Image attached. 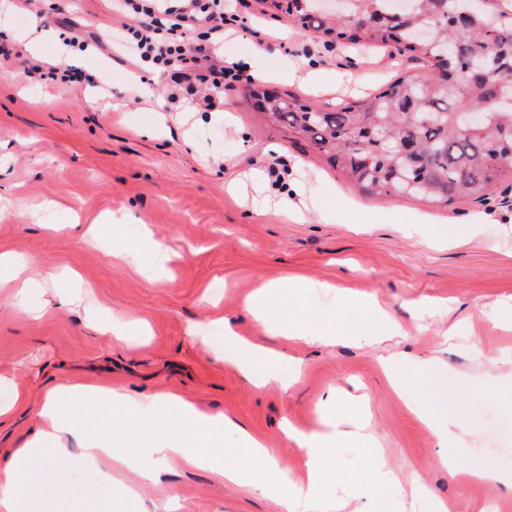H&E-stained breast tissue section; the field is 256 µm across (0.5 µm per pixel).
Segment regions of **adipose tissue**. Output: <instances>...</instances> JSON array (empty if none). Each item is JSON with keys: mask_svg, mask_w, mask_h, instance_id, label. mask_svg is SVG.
Here are the masks:
<instances>
[{"mask_svg": "<svg viewBox=\"0 0 512 512\" xmlns=\"http://www.w3.org/2000/svg\"><path fill=\"white\" fill-rule=\"evenodd\" d=\"M322 285L318 282L296 280L288 285L270 284L260 291L254 311L262 324L277 334H288L310 344L328 345L343 339L357 345L377 342L382 333L389 331L390 324L376 300L357 301L341 298L339 311L345 321L344 330H337L330 317H315L309 325L283 322L274 315V305L282 296L298 302L308 298ZM371 316L376 322L372 331L360 326L362 316ZM384 373L395 390H403L408 377L447 380L448 373L437 359L416 361L408 358L386 357L382 362ZM126 409L132 423L126 429H115L112 422L114 408ZM164 411L178 416L179 421L162 433H154L155 415ZM40 429L36 449L20 448L14 454L11 467L0 471V512H41L40 488L28 472L31 456H39L41 473L55 480L59 491L74 497H94L98 490L93 486L72 488L59 478L61 466L68 461L70 452L63 439L67 436L84 435L82 455L89 463L107 458L126 465L139 464L142 478L150 479L155 469L170 458L183 455L185 448L206 438L211 452L194 455L197 464H214L213 449L224 442V430L228 424L220 414H209L198 410L194 404L176 393H158L129 399L125 394L95 384H76L54 387L44 396L40 410ZM95 418L97 428L85 434L87 418ZM241 444L255 460V469L260 473L261 486L280 492L285 501L302 508L303 512H319L323 489L327 483L339 480L340 475L333 465V451L347 445L368 448L372 437L366 423L359 417L331 415L326 429L310 437L301 438L299 447L305 448L309 456V477L306 485H288L282 478L277 462L268 458L260 445L248 434H241Z\"/></svg>", "mask_w": 512, "mask_h": 512, "instance_id": "obj_1", "label": "adipose tissue"}]
</instances>
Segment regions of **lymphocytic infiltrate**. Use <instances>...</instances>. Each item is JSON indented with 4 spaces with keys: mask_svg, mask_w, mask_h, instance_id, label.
I'll use <instances>...</instances> for the list:
<instances>
[{
    "mask_svg": "<svg viewBox=\"0 0 512 512\" xmlns=\"http://www.w3.org/2000/svg\"><path fill=\"white\" fill-rule=\"evenodd\" d=\"M166 20L155 15L154 0H122L135 24L117 29L115 38L124 42L133 57L162 66L177 79L196 78L220 88L239 80L235 65L215 63L210 44L223 41L224 29L236 25L239 17L225 14L224 0H177Z\"/></svg>",
    "mask_w": 512,
    "mask_h": 512,
    "instance_id": "lymphocytic-infiltrate-1",
    "label": "lymphocytic infiltrate"
}]
</instances>
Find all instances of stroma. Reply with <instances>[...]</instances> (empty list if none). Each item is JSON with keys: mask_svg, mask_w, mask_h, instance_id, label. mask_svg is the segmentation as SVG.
I'll return each mask as SVG.
<instances>
[{"mask_svg": "<svg viewBox=\"0 0 512 512\" xmlns=\"http://www.w3.org/2000/svg\"><path fill=\"white\" fill-rule=\"evenodd\" d=\"M34 18L22 0H0V30L18 57L0 66V255L36 281L41 316L17 304L0 285V403L15 393L28 404L0 426V464L39 428L45 392L58 384L94 383L136 396L175 392L200 410L224 414L233 426L224 445L248 432L278 462L289 482L304 480L308 457L286 428L319 429L331 390L360 400L374 447L389 461L390 512H419L396 494L416 479L448 512H512V487L449 477L443 455L463 467L512 468V385H473L439 392L431 380L408 381L423 409L456 421V436L440 447L390 386L382 356L403 352L439 358L449 371L512 373V326L486 306L512 303V180L489 202L463 200L432 207L411 197L373 198L331 168L305 142L269 125L249 96L265 83L321 110L372 94L395 75L424 74L427 63L391 49L320 45L291 19L267 14L264 0H224L246 18L217 55L229 63L261 58L263 69L242 74L207 107L201 96L177 93L169 73L136 64L112 43L121 14L110 0H41ZM88 39L82 67L110 85L120 111L89 109V90L34 82L24 66L59 54L63 28ZM265 32L263 48L253 31ZM151 85L152 96L142 88ZM286 157L289 193L267 174L271 155ZM428 223H416L417 215ZM104 222L99 244L81 242L79 225ZM170 259L155 281L139 271L152 241ZM302 279L327 283L308 308L282 303L278 318L308 320L310 310L337 314L341 293L375 298L397 324L373 346L309 345L267 332L246 305L262 285ZM92 294L60 306L56 293ZM239 336L281 352L277 375L294 383L256 388L241 366L250 354H227L216 315ZM134 327L115 338L90 329L94 319ZM211 336L202 345L199 335ZM65 479L100 492L124 485L112 512H284L274 492L254 482H230L216 469L178 458L155 481L109 462L87 466L80 442L68 438ZM373 447V448H374Z\"/></svg>", "mask_w": 512, "mask_h": 512, "instance_id": "obj_1", "label": "stroma"}]
</instances>
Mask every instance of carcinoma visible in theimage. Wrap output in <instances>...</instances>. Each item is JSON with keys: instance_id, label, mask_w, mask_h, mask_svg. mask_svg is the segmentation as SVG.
<instances>
[{"instance_id": "1", "label": "carcinoma", "mask_w": 512, "mask_h": 512, "mask_svg": "<svg viewBox=\"0 0 512 512\" xmlns=\"http://www.w3.org/2000/svg\"><path fill=\"white\" fill-rule=\"evenodd\" d=\"M325 42L393 48L432 62L430 72L401 75L375 94L323 112L294 95L252 96L267 120L303 139L330 164L372 197L408 196L446 206L489 199L512 175V154L491 161L489 147L512 136V109L497 100L512 93V26L486 37V19L472 11L458 14V0H406L405 17L395 21V0H348V12L373 25L357 28L326 17L322 0H265ZM485 59L480 73H466L462 62ZM415 146L413 163L394 149Z\"/></svg>"}]
</instances>
